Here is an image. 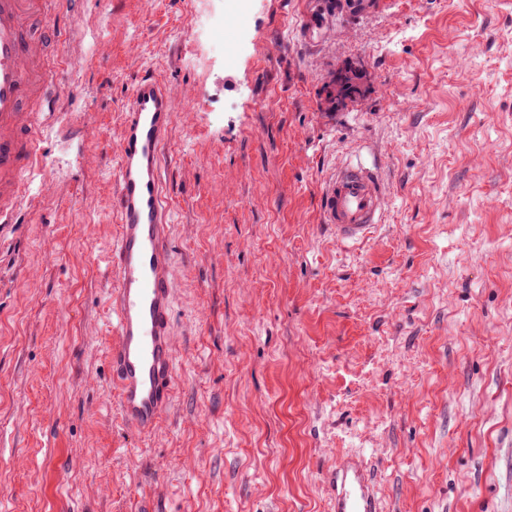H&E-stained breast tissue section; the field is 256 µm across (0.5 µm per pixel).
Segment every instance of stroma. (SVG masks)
I'll use <instances>...</instances> for the list:
<instances>
[{"mask_svg": "<svg viewBox=\"0 0 512 512\" xmlns=\"http://www.w3.org/2000/svg\"><path fill=\"white\" fill-rule=\"evenodd\" d=\"M61 0L43 164L0 225V512H512V0ZM231 39L233 50L222 43ZM361 92L339 107L336 75ZM163 77L177 385L119 416L105 257L121 114ZM380 157L387 221L337 246L318 195ZM332 512H380L373 471L364 458H343L331 474Z\"/></svg>", "mask_w": 512, "mask_h": 512, "instance_id": "1", "label": "stroma"}]
</instances>
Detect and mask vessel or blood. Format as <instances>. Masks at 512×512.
<instances>
[{"mask_svg": "<svg viewBox=\"0 0 512 512\" xmlns=\"http://www.w3.org/2000/svg\"><path fill=\"white\" fill-rule=\"evenodd\" d=\"M60 0H0V224L14 223L27 181L39 166L44 116L56 95L53 65L64 40L51 26ZM174 98L157 75L141 77L122 114L113 168L109 253L112 345L108 363L122 422L151 438L175 389L174 256L171 210L163 176ZM388 187L371 162L337 165L319 197L322 223L337 245L353 248L385 222ZM332 512H381L364 458H343L330 477Z\"/></svg>", "mask_w": 512, "mask_h": 512, "instance_id": "obj_1", "label": "vessel or blood"}]
</instances>
